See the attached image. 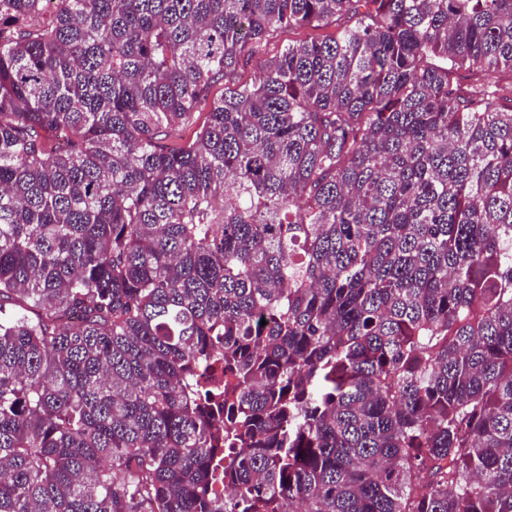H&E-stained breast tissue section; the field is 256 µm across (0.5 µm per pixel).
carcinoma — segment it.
<instances>
[{
  "label": "carcinoma",
  "instance_id": "carcinoma-1",
  "mask_svg": "<svg viewBox=\"0 0 512 512\" xmlns=\"http://www.w3.org/2000/svg\"><path fill=\"white\" fill-rule=\"evenodd\" d=\"M491 69L512 0H0V512H512ZM334 30L333 27L323 29V30H310V29H301V30H292L281 33L277 37L271 39L267 44L266 50L262 55L256 56L252 61L251 65L247 69V78L254 77L258 75L261 70L262 60L272 57L273 55L278 54L284 45L288 44V40H297L305 37H317L327 33H330Z\"/></svg>",
  "mask_w": 512,
  "mask_h": 512
}]
</instances>
